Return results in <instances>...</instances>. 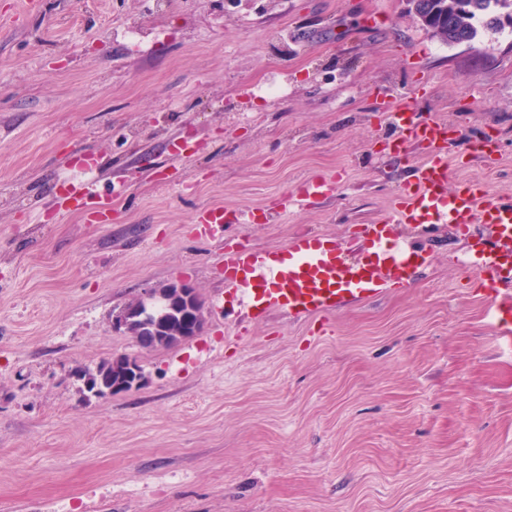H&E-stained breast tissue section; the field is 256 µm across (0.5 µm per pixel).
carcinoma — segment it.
<instances>
[{
    "label": "carcinoma",
    "instance_id": "1",
    "mask_svg": "<svg viewBox=\"0 0 512 512\" xmlns=\"http://www.w3.org/2000/svg\"><path fill=\"white\" fill-rule=\"evenodd\" d=\"M500 0H419L422 27L442 42L451 45L469 42L477 35L474 21L486 27L501 26L500 19L490 11ZM140 304L142 315L134 320L137 338L155 347H171L195 336L202 328L204 304L198 294L181 292L166 284L153 290L150 302L139 298L129 305ZM84 376L97 386L99 392L115 393V389L128 385L136 372L130 368L129 358L116 357L101 363L96 370L84 371Z\"/></svg>",
    "mask_w": 512,
    "mask_h": 512
}]
</instances>
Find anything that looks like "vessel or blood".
Listing matches in <instances>:
<instances>
[{"label":"vessel or blood","mask_w":512,"mask_h":512,"mask_svg":"<svg viewBox=\"0 0 512 512\" xmlns=\"http://www.w3.org/2000/svg\"><path fill=\"white\" fill-rule=\"evenodd\" d=\"M388 110L394 134L384 142L383 154L404 157L417 147L424 158L401 186L392 213L361 226L367 247L352 256L331 238L315 234L293 237L277 250L226 249L219 254L225 282L241 292L256 318L272 310L294 317L330 315L353 300L412 283L425 257L421 251L393 245L395 225L450 224L465 232L486 224L491 235L480 240L468 267L480 279L499 334L512 337V199L495 193L480 178L449 190L447 122L419 117L405 102L389 105ZM336 185L332 177H309L295 198L304 207L334 196ZM66 201L68 210L100 221L109 217L110 202L102 197L97 180L73 186ZM196 221L209 239L220 242L225 225L240 223L241 217L214 206L200 210Z\"/></svg>","instance_id":"vessel-or-blood-1"}]
</instances>
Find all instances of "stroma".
Returning a JSON list of instances; mask_svg holds the SVG:
<instances>
[{"mask_svg":"<svg viewBox=\"0 0 512 512\" xmlns=\"http://www.w3.org/2000/svg\"><path fill=\"white\" fill-rule=\"evenodd\" d=\"M36 2L0 0V512H512V342L464 267L488 226L399 227L416 284L328 318L251 317L217 266L298 234L354 251L421 158L382 157L393 96L458 129L450 187L512 194V29L448 45L406 0ZM317 174L336 196L287 206ZM90 177L110 220L57 207ZM220 205L267 221L216 244L193 224ZM177 282L203 298L197 336L113 329ZM118 356L141 386L88 392L81 371Z\"/></svg>","mask_w":512,"mask_h":512,"instance_id":"1","label":"stroma"}]
</instances>
